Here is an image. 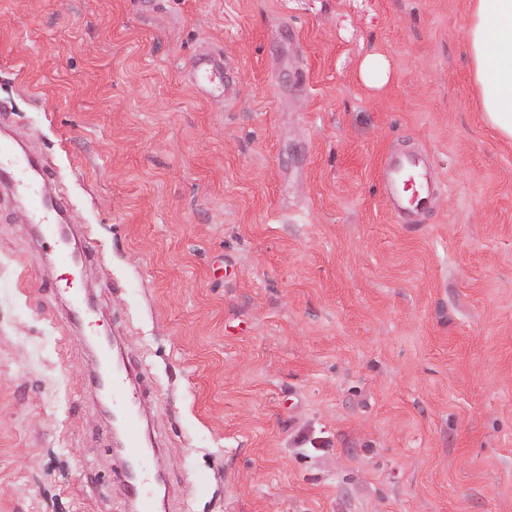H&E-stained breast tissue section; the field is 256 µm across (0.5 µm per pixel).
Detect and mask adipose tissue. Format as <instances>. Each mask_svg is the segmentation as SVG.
Masks as SVG:
<instances>
[{
	"mask_svg": "<svg viewBox=\"0 0 512 512\" xmlns=\"http://www.w3.org/2000/svg\"><path fill=\"white\" fill-rule=\"evenodd\" d=\"M464 38L481 122L512 142V0H468Z\"/></svg>",
	"mask_w": 512,
	"mask_h": 512,
	"instance_id": "1",
	"label": "adipose tissue"
}]
</instances>
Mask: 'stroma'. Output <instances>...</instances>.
Wrapping results in <instances>:
<instances>
[{
	"instance_id": "35a3bbf8",
	"label": "stroma",
	"mask_w": 512,
	"mask_h": 512,
	"mask_svg": "<svg viewBox=\"0 0 512 512\" xmlns=\"http://www.w3.org/2000/svg\"><path fill=\"white\" fill-rule=\"evenodd\" d=\"M466 0H0V139L97 251L0 185V512H132L89 332L145 361L158 512H512V144ZM236 79L197 91L194 57ZM383 54L379 88L359 62ZM427 157L400 224L381 176Z\"/></svg>"
}]
</instances>
